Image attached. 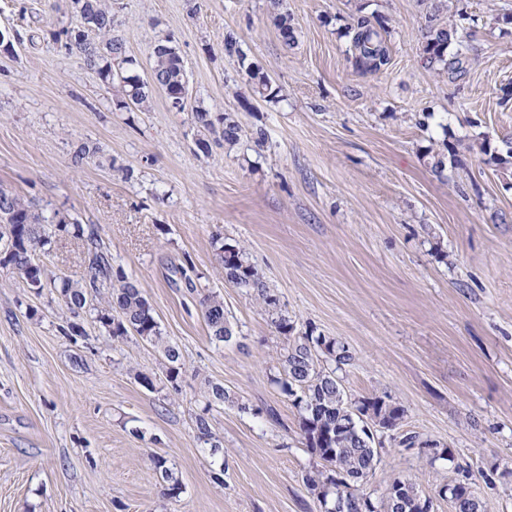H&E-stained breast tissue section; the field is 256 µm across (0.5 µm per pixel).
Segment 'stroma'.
<instances>
[{"mask_svg":"<svg viewBox=\"0 0 512 512\" xmlns=\"http://www.w3.org/2000/svg\"><path fill=\"white\" fill-rule=\"evenodd\" d=\"M109 2L127 60L106 79L56 40L80 23L72 0H0V189L96 231L178 346L179 386L153 347L112 338L91 310L84 335H65L53 289L0 268V512H320L304 482L320 461L272 382L284 340L225 281L224 244L243 247L298 330L349 347V400L404 407L400 431L420 443L378 433L362 493L382 500L399 476L451 512L441 490L467 470L486 512H512V161L493 159L512 140V0ZM433 12L463 39L460 80L425 63ZM362 17L387 31L389 62L374 74L350 51ZM230 30L242 56L224 52ZM166 39L192 105L235 120V144L198 132L156 90L145 110L117 107L121 76L147 77ZM251 66L275 98L257 93ZM83 143L98 152L77 166ZM86 254L69 235L41 260L77 281ZM211 292L236 341L211 339L200 305ZM211 382L232 400L208 411ZM204 410L220 448L197 438ZM434 443L454 461L433 459Z\"/></svg>","mask_w":512,"mask_h":512,"instance_id":"obj_1","label":"stroma"}]
</instances>
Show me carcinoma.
<instances>
[{
    "label": "carcinoma",
    "mask_w": 512,
    "mask_h": 512,
    "mask_svg": "<svg viewBox=\"0 0 512 512\" xmlns=\"http://www.w3.org/2000/svg\"><path fill=\"white\" fill-rule=\"evenodd\" d=\"M81 19L80 26L66 30L62 44L71 54L79 56L84 64L104 77L112 74V57L124 54V43L112 35V10L106 0H74ZM428 16L425 60L431 66L439 65L453 82L466 73L463 57L458 52H449L457 39V32L435 23V12ZM386 29L381 21L367 17L358 19L352 28L351 48L354 65L363 74L379 72L388 64L389 51L386 44ZM154 72L175 83L182 77L179 53L164 40L154 48ZM250 79L255 81L257 92L269 97L272 85L260 69L248 70ZM123 99L118 106L127 108L146 106L151 84L138 80V76L124 77ZM195 126L203 131L215 132L216 124H222L224 142L233 143L238 138V125L225 115L213 116L202 108L192 109ZM0 220L4 230L0 231V267L24 280L38 291L45 288L44 266L34 259V253L49 252L60 234L75 237L84 235L79 224H66L60 220L48 222L23 196L0 189ZM219 259L224 269V278L238 288H245L271 313V323L283 335L286 344L280 352L281 376L273 379L274 384L299 412V428L311 450L322 462V467L305 477L308 490L316 496L323 512H381L380 506L368 510L371 498L358 492V484L373 473L379 460L375 435L368 424L360 419L364 414L371 418L383 431H392L400 426L405 409L386 401L385 397L372 395L357 402L345 398L342 378L337 371L349 366L354 355L349 348L340 345L336 339L314 335V331L294 335L295 327L283 310L279 300L270 291L258 271L247 263L243 251L232 245L219 248ZM85 274L79 281L62 278L53 288L66 307L78 316L86 308L88 298L97 296L102 289L108 290L107 300L102 307H95L97 320L112 338H123L131 333L153 345L167 364V378L172 387L178 386L181 370V352L162 336L151 305L136 282L119 272L112 274V263L108 255L99 251L97 235H88ZM203 316L212 339L228 342L234 331L224 315V300L217 294L206 296L202 302ZM334 363L328 370L321 366V358ZM205 411L212 406L222 405L230 400L224 386L208 384ZM155 471L166 483L164 494L176 496L181 490L179 481L166 460L152 458ZM399 489L401 512H422L418 503L423 496L415 486L399 477L389 484ZM442 493L448 494L454 512H484L483 505L471 502L469 477L446 485Z\"/></svg>",
    "instance_id": "obj_1"
}]
</instances>
